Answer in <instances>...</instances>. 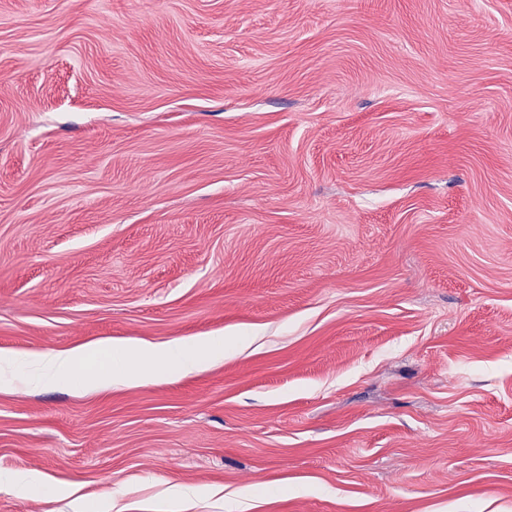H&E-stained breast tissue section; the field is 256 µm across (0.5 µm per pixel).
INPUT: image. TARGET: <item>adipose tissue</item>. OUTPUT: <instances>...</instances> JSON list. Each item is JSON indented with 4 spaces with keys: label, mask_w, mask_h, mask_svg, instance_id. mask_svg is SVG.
Masks as SVG:
<instances>
[{
    "label": "adipose tissue",
    "mask_w": 512,
    "mask_h": 512,
    "mask_svg": "<svg viewBox=\"0 0 512 512\" xmlns=\"http://www.w3.org/2000/svg\"><path fill=\"white\" fill-rule=\"evenodd\" d=\"M223 352L220 336L177 338L159 347L137 342L115 346L101 341L21 358L0 351V375H11L20 366L30 386L64 382L76 389L101 390L155 381L173 370L200 371Z\"/></svg>",
    "instance_id": "ef3b65f1"
}]
</instances>
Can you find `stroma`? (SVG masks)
Returning a JSON list of instances; mask_svg holds the SVG:
<instances>
[{
  "instance_id": "stroma-1",
  "label": "stroma",
  "mask_w": 512,
  "mask_h": 512,
  "mask_svg": "<svg viewBox=\"0 0 512 512\" xmlns=\"http://www.w3.org/2000/svg\"><path fill=\"white\" fill-rule=\"evenodd\" d=\"M193 336L0 392V474L512 512V0H0V350ZM223 352L221 336L177 338L160 347L137 342L112 346L101 341L66 351L28 353L23 359L0 351V387L18 365L23 366L29 386L64 382L76 389L101 390L116 384L135 385L158 380L171 370L201 371ZM100 358L105 359L103 363L90 366Z\"/></svg>"
}]
</instances>
